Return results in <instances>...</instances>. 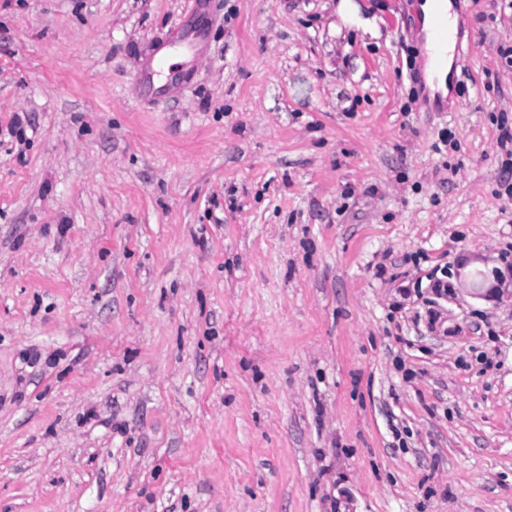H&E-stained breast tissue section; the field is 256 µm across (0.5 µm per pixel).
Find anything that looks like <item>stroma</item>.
Instances as JSON below:
<instances>
[{
	"instance_id": "stroma-1",
	"label": "stroma",
	"mask_w": 512,
	"mask_h": 512,
	"mask_svg": "<svg viewBox=\"0 0 512 512\" xmlns=\"http://www.w3.org/2000/svg\"><path fill=\"white\" fill-rule=\"evenodd\" d=\"M194 2L0 0V512H512V0ZM432 0H426L425 3L421 5V10L424 17V31L428 36V27L427 21L428 16L431 12V9L434 6ZM441 2L444 0H436L434 9L429 17V33H430V41H429V53L432 57L434 68L437 71L444 70L450 67L452 61V55L448 56V46L449 44L454 43L455 51H454V60L456 66L461 65V60L458 59L463 51L460 49V31L458 26L456 27L453 23V16L451 12V4L449 2H444L445 6L448 8H444L441 6ZM179 47L188 52L194 53L197 50V43L193 36L188 31L172 32L165 35L161 41H159L154 49V55H157L161 50L167 47ZM158 72L155 71L154 67L145 68L138 72L135 76V81L137 85L145 92L146 94L152 95L156 89L170 88L175 87L183 83L188 73L182 69L177 67H173L170 65L167 69L166 80L163 86L155 88V75Z\"/></svg>"
}]
</instances>
